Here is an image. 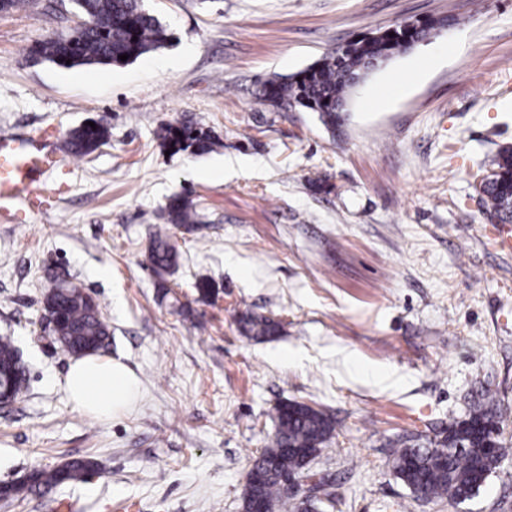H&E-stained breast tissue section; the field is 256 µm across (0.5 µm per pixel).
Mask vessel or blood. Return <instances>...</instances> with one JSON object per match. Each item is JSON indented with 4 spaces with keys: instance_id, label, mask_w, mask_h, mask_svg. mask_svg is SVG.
<instances>
[{
    "instance_id": "b4317fda",
    "label": "vessel or blood",
    "mask_w": 512,
    "mask_h": 512,
    "mask_svg": "<svg viewBox=\"0 0 512 512\" xmlns=\"http://www.w3.org/2000/svg\"><path fill=\"white\" fill-rule=\"evenodd\" d=\"M58 150L47 138H0V211L31 197L41 175L50 172Z\"/></svg>"
}]
</instances>
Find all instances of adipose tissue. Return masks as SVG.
<instances>
[{
	"label": "adipose tissue",
	"mask_w": 512,
	"mask_h": 512,
	"mask_svg": "<svg viewBox=\"0 0 512 512\" xmlns=\"http://www.w3.org/2000/svg\"><path fill=\"white\" fill-rule=\"evenodd\" d=\"M67 382L74 406L100 415L123 412L137 388L133 373L123 363L93 355L71 364Z\"/></svg>",
	"instance_id": "1"
}]
</instances>
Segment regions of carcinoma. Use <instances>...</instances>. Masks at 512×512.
<instances>
[{
  "mask_svg": "<svg viewBox=\"0 0 512 512\" xmlns=\"http://www.w3.org/2000/svg\"><path fill=\"white\" fill-rule=\"evenodd\" d=\"M81 22L66 36L50 38L35 50L46 61L73 66L121 65L119 56L131 63L155 52L168 41L166 29L144 8L141 0H72ZM405 32L398 24L384 29V35L366 46L357 41L335 49L307 69L289 78H272L262 83V96L280 106L296 105L320 115L322 123L336 131V113L343 111L352 81L362 70L380 61L385 51L405 50ZM108 139V129L99 121L72 129L65 140L66 153L76 157L91 154ZM162 146L173 153L190 151L205 154L217 142L209 131L191 121L167 125L161 134ZM488 181L481 195L490 217L501 224L512 223V149L505 147L487 172ZM170 224L186 230L196 223L197 212L181 196H173L166 207ZM150 259L159 275L172 272L178 253L170 243L167 229H158L150 244ZM45 309L60 316L53 335L67 352L74 355L96 353L111 335L98 303L83 287L61 281L50 290ZM242 333L264 339L279 332V325L265 316L245 314ZM17 347L11 336H0V388L19 393L26 379L18 378ZM277 429L262 454L254 461L252 479L243 494V512H305L304 502L288 491V474L304 464V453L316 454L333 437L331 418L320 410L287 401L276 408ZM495 404L487 402L468 417L448 425V434L425 445H404L393 451L392 469L404 485L419 498L446 499L460 504L474 498L506 457L499 441ZM495 453L485 454L489 443ZM98 470L91 458L74 459L53 469H34L26 477L28 490L84 482Z\"/></svg>",
  "mask_w": 512,
  "mask_h": 512,
  "instance_id": "cac0c4a2",
  "label": "carcinoma"
}]
</instances>
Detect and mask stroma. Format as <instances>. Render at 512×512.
Instances as JSON below:
<instances>
[{"mask_svg":"<svg viewBox=\"0 0 512 512\" xmlns=\"http://www.w3.org/2000/svg\"><path fill=\"white\" fill-rule=\"evenodd\" d=\"M165 47L119 67L35 60L79 18L71 0L0 13V136L109 129L85 157L60 155L42 204L0 220V334L27 381L0 409V483L79 458L86 482L23 492L0 512H241L275 407L296 400L335 421L310 464L328 479L324 512H512V250L476 189L512 146V0H144ZM448 19L356 87L335 129L285 112L261 81L299 73L397 21ZM193 119L207 154H165L167 124ZM197 211L168 225L172 196ZM168 229L176 270L149 259ZM81 284L138 394L97 419L66 385L71 354L45 322L55 279ZM213 280L204 298L195 284ZM251 312L278 336L242 335ZM490 393L509 454L456 505L414 496L391 449L439 439Z\"/></svg>","mask_w":512,"mask_h":512,"instance_id":"obj_1","label":"stroma"}]
</instances>
